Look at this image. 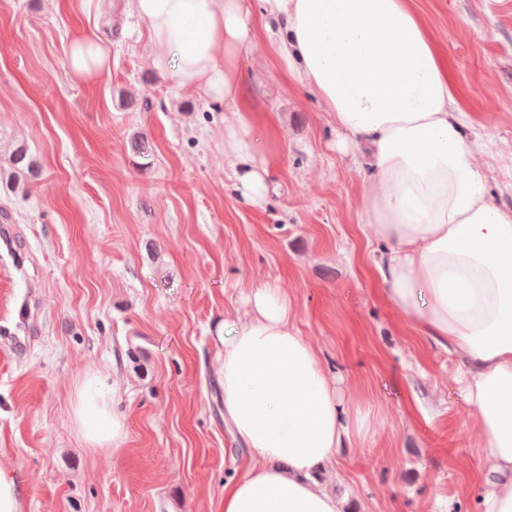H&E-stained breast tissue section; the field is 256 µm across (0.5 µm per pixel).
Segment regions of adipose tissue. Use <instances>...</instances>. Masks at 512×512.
<instances>
[{
	"label": "adipose tissue",
	"instance_id": "1",
	"mask_svg": "<svg viewBox=\"0 0 512 512\" xmlns=\"http://www.w3.org/2000/svg\"><path fill=\"white\" fill-rule=\"evenodd\" d=\"M132 0L148 61L183 93L234 107L224 157L245 195L267 192L255 155V110L243 61L264 30L284 79L307 90L337 129L368 152L361 220L386 241L387 299L465 361L459 384L475 416L482 512H512V209L494 205L457 114L458 90L417 0ZM79 79L108 70L94 31L72 44ZM223 347L224 417L249 451L224 485L221 512H343L311 474L352 440L372 436L368 413L341 404L336 382L300 336L279 288L252 291ZM114 390L82 376L72 424L91 449H119L125 421Z\"/></svg>",
	"mask_w": 512,
	"mask_h": 512
}]
</instances>
